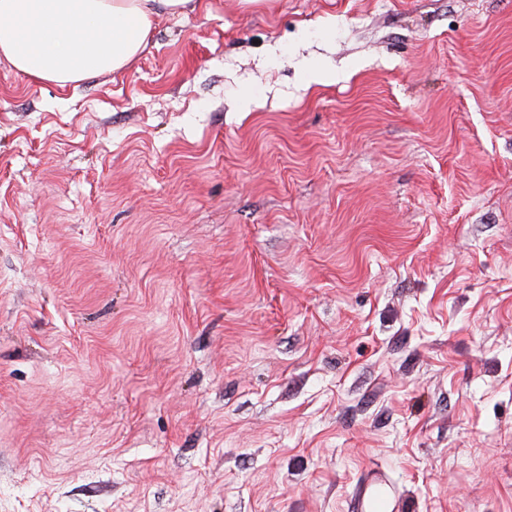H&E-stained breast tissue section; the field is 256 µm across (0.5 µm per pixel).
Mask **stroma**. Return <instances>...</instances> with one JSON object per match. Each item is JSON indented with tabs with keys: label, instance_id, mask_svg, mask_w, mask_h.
Segmentation results:
<instances>
[{
	"label": "stroma",
	"instance_id": "stroma-1",
	"mask_svg": "<svg viewBox=\"0 0 512 512\" xmlns=\"http://www.w3.org/2000/svg\"><path fill=\"white\" fill-rule=\"evenodd\" d=\"M376 476L512 512V0H194L64 87L0 58V512Z\"/></svg>",
	"mask_w": 512,
	"mask_h": 512
}]
</instances>
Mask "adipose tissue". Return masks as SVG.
Listing matches in <instances>:
<instances>
[{
  "label": "adipose tissue",
  "mask_w": 512,
  "mask_h": 512,
  "mask_svg": "<svg viewBox=\"0 0 512 512\" xmlns=\"http://www.w3.org/2000/svg\"><path fill=\"white\" fill-rule=\"evenodd\" d=\"M189 0H0V56L35 81L64 85L133 65L159 11Z\"/></svg>",
  "instance_id": "1"
}]
</instances>
